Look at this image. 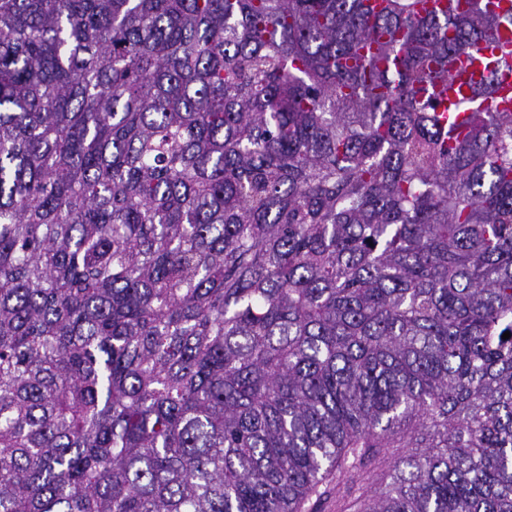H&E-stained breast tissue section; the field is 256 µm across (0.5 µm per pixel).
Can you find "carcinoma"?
Returning a JSON list of instances; mask_svg holds the SVG:
<instances>
[{"label": "carcinoma", "instance_id": "obj_1", "mask_svg": "<svg viewBox=\"0 0 512 512\" xmlns=\"http://www.w3.org/2000/svg\"><path fill=\"white\" fill-rule=\"evenodd\" d=\"M509 27L0 0V512H512Z\"/></svg>", "mask_w": 512, "mask_h": 512}]
</instances>
